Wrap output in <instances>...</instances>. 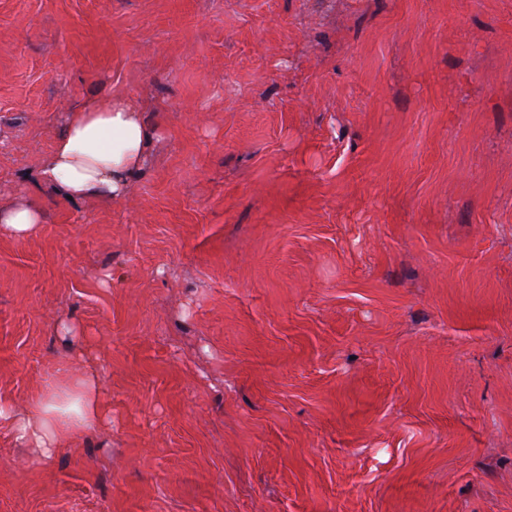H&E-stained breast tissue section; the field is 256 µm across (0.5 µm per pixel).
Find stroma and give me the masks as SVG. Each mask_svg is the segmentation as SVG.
Listing matches in <instances>:
<instances>
[{
  "label": "stroma",
  "instance_id": "1",
  "mask_svg": "<svg viewBox=\"0 0 512 512\" xmlns=\"http://www.w3.org/2000/svg\"><path fill=\"white\" fill-rule=\"evenodd\" d=\"M101 93L159 129L129 195L36 189ZM18 200L0 400L94 367L112 424L1 425L0 512H512V0H0ZM43 221L41 208L31 202L19 201L8 209L0 208V235L25 240L38 230Z\"/></svg>",
  "mask_w": 512,
  "mask_h": 512
}]
</instances>
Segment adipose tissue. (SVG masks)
<instances>
[{"instance_id": "adipose-tissue-1", "label": "adipose tissue", "mask_w": 512, "mask_h": 512, "mask_svg": "<svg viewBox=\"0 0 512 512\" xmlns=\"http://www.w3.org/2000/svg\"><path fill=\"white\" fill-rule=\"evenodd\" d=\"M155 139L141 107L121 96L97 95L66 113L49 157L32 180L76 202L119 199L147 166ZM43 221L41 208L19 201L0 208V235L25 240ZM111 418L112 407L94 368L78 375L62 368L55 383L27 406L0 401V424L7 425L15 441L30 449L39 463L106 426Z\"/></svg>"}]
</instances>
